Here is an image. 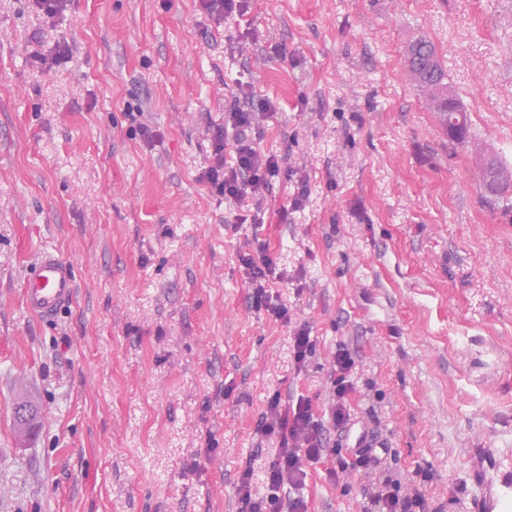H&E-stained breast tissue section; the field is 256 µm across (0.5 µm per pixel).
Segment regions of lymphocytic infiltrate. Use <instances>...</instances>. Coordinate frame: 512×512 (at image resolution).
Listing matches in <instances>:
<instances>
[{
    "mask_svg": "<svg viewBox=\"0 0 512 512\" xmlns=\"http://www.w3.org/2000/svg\"><path fill=\"white\" fill-rule=\"evenodd\" d=\"M252 101V93L245 90L232 100L223 125L212 131L210 162L198 175L199 182L234 203L263 199L273 179L281 173L284 161L283 156L262 152L254 136L260 117L275 112V103L266 100L256 107ZM239 261L252 288L255 306L287 320V305L271 290L283 275L267 245L259 244L255 252L241 254ZM353 366L350 351L338 347L330 372L334 399L327 419L316 418L309 397L301 395L290 402L277 396L269 399L257 431L261 436L276 438L278 452L265 473V495L253 491V468L248 466L241 471L235 486L239 512H308L302 493L307 466L329 457L336 460L335 467L328 471L334 479L349 469L372 471L379 467L381 458L375 449L363 448L344 455L327 443L328 430H344L351 420L347 398L355 388ZM372 499L378 512H445L444 506H430L421 491L406 492L398 478L387 477L376 484Z\"/></svg>",
    "mask_w": 512,
    "mask_h": 512,
    "instance_id": "1",
    "label": "lymphocytic infiltrate"
}]
</instances>
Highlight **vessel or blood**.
Returning a JSON list of instances; mask_svg holds the SVG:
<instances>
[{"label": "vessel or blood", "instance_id": "vessel-or-blood-1", "mask_svg": "<svg viewBox=\"0 0 512 512\" xmlns=\"http://www.w3.org/2000/svg\"><path fill=\"white\" fill-rule=\"evenodd\" d=\"M75 294L74 266L54 252L43 251L26 266L22 303L35 317L53 319L74 302ZM487 494L499 512H512V470L497 471L487 483Z\"/></svg>", "mask_w": 512, "mask_h": 512}]
</instances>
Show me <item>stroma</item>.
<instances>
[{
	"mask_svg": "<svg viewBox=\"0 0 512 512\" xmlns=\"http://www.w3.org/2000/svg\"><path fill=\"white\" fill-rule=\"evenodd\" d=\"M419 38L466 144L405 71ZM60 40L71 61L45 69ZM242 87L275 102L260 147L288 157L244 224L197 179ZM490 153L512 166V0H248L220 25L197 0H70L53 18L0 0V512H237L241 470L276 454L256 432L270 396L323 415L340 344L352 417L392 456L338 482L309 466L310 512H367L393 471L469 512L475 456L512 466V212L481 195ZM301 178L308 199L280 219ZM258 241L291 322L250 299L239 255ZM44 250L76 274L50 322L21 300ZM22 398L40 407L28 437ZM313 345L310 330L306 325H303L294 332L291 338V347L297 369H301L305 364L307 358L312 353Z\"/></svg>",
	"mask_w": 512,
	"mask_h": 512,
	"instance_id": "1",
	"label": "stroma"
}]
</instances>
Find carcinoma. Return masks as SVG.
Returning <instances> with one entry per match:
<instances>
[{
	"instance_id": "carcinoma-1",
	"label": "carcinoma",
	"mask_w": 512,
	"mask_h": 512,
	"mask_svg": "<svg viewBox=\"0 0 512 512\" xmlns=\"http://www.w3.org/2000/svg\"><path fill=\"white\" fill-rule=\"evenodd\" d=\"M405 66L413 80L428 94L443 126L450 125L456 129L453 135L456 142L465 141L470 128L469 116L458 100L448 103L447 73L438 59L434 45L423 38L416 40L408 49ZM493 173L501 179L502 184L501 195L495 201H509L512 168L492 156L484 162L482 180H487Z\"/></svg>"
}]
</instances>
